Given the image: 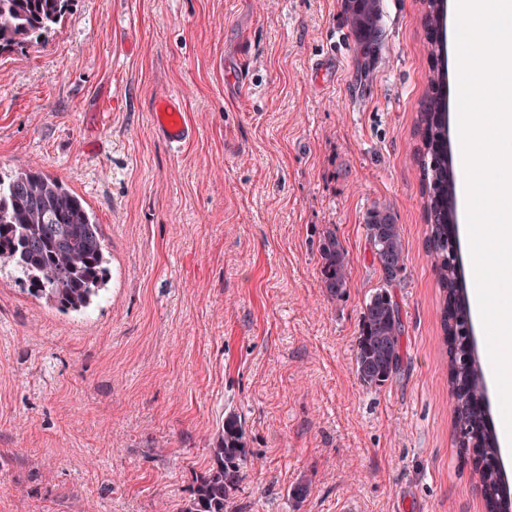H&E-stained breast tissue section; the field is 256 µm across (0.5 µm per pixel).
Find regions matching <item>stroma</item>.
<instances>
[{
	"label": "stroma",
	"instance_id": "1",
	"mask_svg": "<svg viewBox=\"0 0 512 512\" xmlns=\"http://www.w3.org/2000/svg\"><path fill=\"white\" fill-rule=\"evenodd\" d=\"M381 3L368 76L342 0H73L47 42L0 56V171L82 196L111 271L65 314L0 268V512H178L231 413L252 452L240 512H485L425 245L422 6ZM170 94L195 130L177 150L151 122ZM378 202L405 246L403 363L367 387ZM328 228L348 258L336 300ZM321 258L322 288L336 300L347 288V258L345 248L332 229H325L318 242Z\"/></svg>",
	"mask_w": 512,
	"mask_h": 512
}]
</instances>
